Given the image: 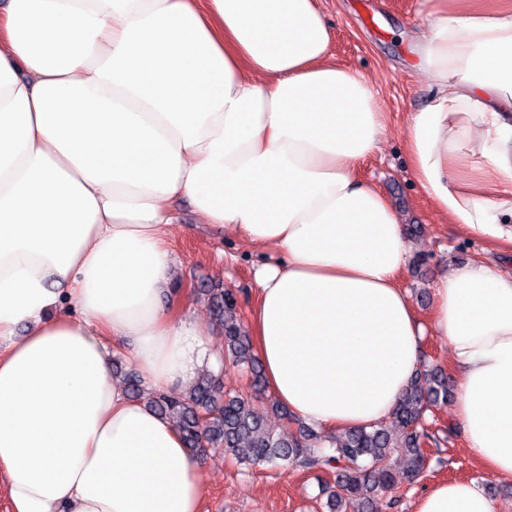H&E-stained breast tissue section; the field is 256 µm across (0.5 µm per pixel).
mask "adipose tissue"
Segmentation results:
<instances>
[{
	"instance_id": "adipose-tissue-1",
	"label": "adipose tissue",
	"mask_w": 512,
	"mask_h": 512,
	"mask_svg": "<svg viewBox=\"0 0 512 512\" xmlns=\"http://www.w3.org/2000/svg\"><path fill=\"white\" fill-rule=\"evenodd\" d=\"M434 89L406 150L435 210L512 244V0H430ZM318 0H7L0 8V487L11 512H202L199 455L112 379L218 366L213 326L165 299L173 204L282 256L254 271L266 386L323 429L387 420L423 329L406 230L359 175L386 132L336 63ZM71 303L73 316H52ZM432 324L469 450L512 480V274L450 268ZM415 512H494L473 479Z\"/></svg>"
}]
</instances>
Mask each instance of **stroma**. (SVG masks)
I'll list each match as a JSON object with an SVG mask.
<instances>
[{"mask_svg":"<svg viewBox=\"0 0 512 512\" xmlns=\"http://www.w3.org/2000/svg\"><path fill=\"white\" fill-rule=\"evenodd\" d=\"M332 32L330 51L337 62L364 75L372 84L387 117L388 131L379 150L361 167L362 177L392 203L401 224H417L419 236L409 239L410 255L424 265L408 264L401 285L417 319L429 324L432 288L457 262L492 259L512 273V245L464 232L433 209L412 180L405 152L409 115L431 98L418 74L413 36L427 28V0H319ZM183 222L168 237L176 260L171 304L189 306L208 317L207 301L198 288L223 285L239 298L242 318L254 302L253 271L276 256L275 247L250 248L229 228L201 223L188 203H180ZM430 476L402 483L393 491L399 512H414L418 496L430 485L460 478L485 481L494 492L496 512H512V483L486 474L470 452L462 433H454L431 461ZM205 512H315L321 485L316 476L270 464L240 468L211 450L204 463Z\"/></svg>","mask_w":512,"mask_h":512,"instance_id":"1","label":"stroma"}]
</instances>
